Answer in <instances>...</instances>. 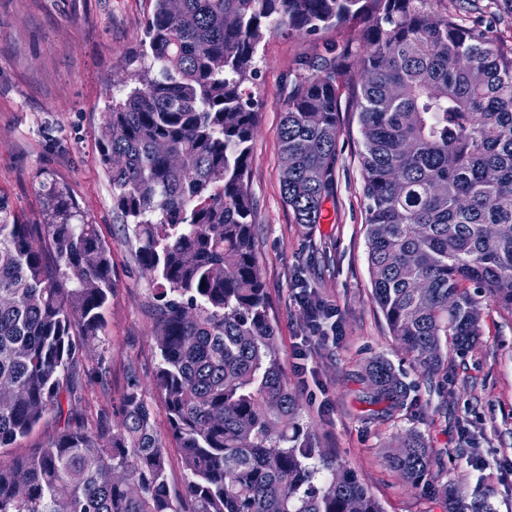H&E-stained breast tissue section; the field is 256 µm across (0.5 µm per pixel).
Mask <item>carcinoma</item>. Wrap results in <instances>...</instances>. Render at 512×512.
I'll return each mask as SVG.
<instances>
[{"label": "carcinoma", "instance_id": "1", "mask_svg": "<svg viewBox=\"0 0 512 512\" xmlns=\"http://www.w3.org/2000/svg\"><path fill=\"white\" fill-rule=\"evenodd\" d=\"M430 0H155L150 62L104 113L98 161L112 211L150 275L171 437L188 472L167 482L166 446L139 379L121 422L74 415L70 368L99 336L112 249L67 187L46 221L0 199V449L47 414L46 446L0 462V512H382L354 471L317 447L275 345L248 179L257 122L247 84L277 26L316 35L360 20L357 86L372 299L430 375L442 339L476 344L482 304L512 318V53ZM352 48L331 46L295 80L278 132L284 205L320 223L332 196L341 90ZM377 401L408 388L391 362L366 369ZM436 463L417 433L389 465L417 486Z\"/></svg>", "mask_w": 512, "mask_h": 512}]
</instances>
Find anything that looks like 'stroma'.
Here are the masks:
<instances>
[{
  "mask_svg": "<svg viewBox=\"0 0 512 512\" xmlns=\"http://www.w3.org/2000/svg\"><path fill=\"white\" fill-rule=\"evenodd\" d=\"M153 7L154 0H0V197L27 223L39 224L46 188L65 185L110 243L115 287L97 343L72 369L82 389L76 411L91 419L102 410L119 421L121 394L135 375L164 431L167 410L154 380L153 288L112 217V190L97 155L104 112L145 63L142 39ZM433 9L462 12L491 31L499 48L512 49V15L501 0H435ZM356 35L351 25L315 36L284 27L269 33L249 85L257 112L249 178L257 259L288 385L318 447L357 473L383 512H449V499L463 493L491 512H512V319L485 306L475 348L463 357L449 354L430 376L391 336L371 299L351 89L340 98L334 191L320 223H294L281 199L277 136L288 87L301 62L318 60L328 46L354 43ZM299 283L335 309L338 333L335 342L312 348L302 375L292 356L306 326L294 292ZM103 350L111 372L104 390L90 385ZM376 356L389 359L409 387L403 405L371 403L364 375ZM409 432L420 433L437 455L429 484L410 486L388 465ZM438 484L447 485V498L433 493Z\"/></svg>",
  "mask_w": 512,
  "mask_h": 512,
  "instance_id": "1",
  "label": "stroma"
}]
</instances>
